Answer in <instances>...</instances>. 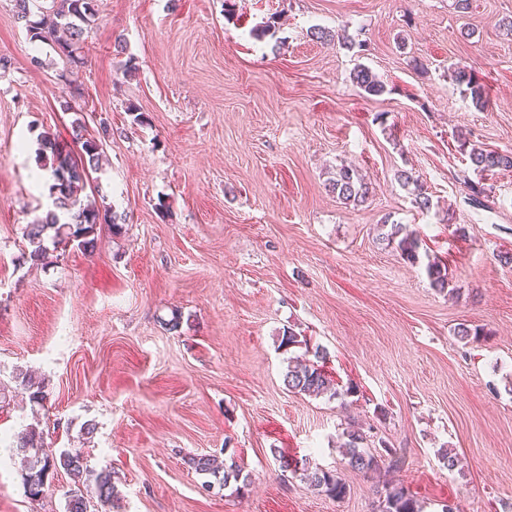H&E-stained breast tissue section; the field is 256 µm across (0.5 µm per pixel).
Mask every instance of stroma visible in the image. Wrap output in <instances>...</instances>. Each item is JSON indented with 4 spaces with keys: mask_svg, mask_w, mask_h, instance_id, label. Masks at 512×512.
Instances as JSON below:
<instances>
[{
    "mask_svg": "<svg viewBox=\"0 0 512 512\" xmlns=\"http://www.w3.org/2000/svg\"><path fill=\"white\" fill-rule=\"evenodd\" d=\"M508 20L512 0H471L465 13L454 0H99L74 114L59 105L60 56L0 0L12 62L0 74V385L11 389L0 435L35 425L52 452L115 471L117 512H377L387 481L423 512H512V170L473 175L491 192L486 211L456 179L463 140L512 148ZM317 27L345 29L351 46L316 41ZM459 63L484 108L452 80ZM359 64L383 95L353 85ZM78 115L90 133L110 130L87 193L127 222L117 235L100 224L93 250L70 244L35 265L23 231L48 199L26 145L49 131L72 147ZM344 162L371 187L355 208L325 187ZM400 169L427 188L430 211ZM385 221L419 232L458 298L379 244ZM461 323L479 336L459 340ZM288 330L306 343L286 354ZM309 346L326 350L344 401L285 388L288 355ZM22 370L42 383V405L13 392ZM353 425L400 465L346 468L339 443ZM444 448L459 469L440 462ZM192 455L232 458L252 483L204 491ZM285 459L340 470L347 496L284 475ZM72 486L57 470L30 497L0 446V512H65ZM395 176L402 186H414L411 194L414 196L413 201L417 208L421 211H429L433 207L432 196L426 192L424 185L412 175V172L399 170Z\"/></svg>",
    "mask_w": 512,
    "mask_h": 512,
    "instance_id": "obj_1",
    "label": "stroma"
}]
</instances>
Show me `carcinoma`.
<instances>
[{"mask_svg":"<svg viewBox=\"0 0 512 512\" xmlns=\"http://www.w3.org/2000/svg\"><path fill=\"white\" fill-rule=\"evenodd\" d=\"M16 19L25 26L30 40L33 42H51L58 54L65 60V69L60 79L66 86L62 107L66 112L76 111L72 100L82 97V84L77 82V75L85 64L81 56L85 35L98 15V0H48V5L34 3V0H13ZM39 18H34V13ZM353 82L368 96H380L385 92L384 83L371 69L359 66L352 76ZM455 82L466 87L472 102L484 106L485 91L474 81L471 72L465 66L454 70ZM72 138L79 146L78 151L61 147L50 132L42 133L35 151L39 166L50 174L51 184L48 185V197L51 205L47 207L44 217L24 230L30 251L29 258L34 264L46 262L50 249H58L72 241L85 250L94 249L97 225L106 222L112 229L120 231L125 219L115 213L104 211L96 202L84 195L90 173L101 167L103 158L102 137L107 135V127H102V135L88 133L84 121L75 118L71 124ZM469 159L475 169L491 172L495 169L512 168L511 150H493L483 147H472ZM397 180L404 187L413 186V201L417 208L428 211L433 207L432 196L426 192L424 185L411 172L399 170ZM469 189L467 203L475 209L488 207L489 195L486 188L472 182L466 172L457 175ZM328 190L336 194L345 205L359 206L367 200L369 186L358 171L345 164L336 167L327 180ZM381 241L389 246H396L401 257L412 265L421 261V238L415 231L407 230L404 224H381ZM426 273L431 286L438 292L454 298L458 289L449 287L447 268L437 261L426 264ZM326 352L317 347L313 359L303 363L288 365L283 375V383L290 393L314 397L338 399L343 396L332 380L324 373L322 362ZM19 388L29 394L30 402L41 404L44 390L32 378L22 376ZM367 436L359 431L346 432V440L342 444L345 449L347 465L359 472L374 471L379 467L380 459L366 448ZM43 432L30 427L11 448L23 456L22 472L26 492L33 498L44 494L50 469H62L71 476L74 488L66 497V512H88L90 500L97 499L102 505H112L119 499L117 477L115 472L102 469L92 470L86 459L68 450L49 457L43 452ZM187 464L200 474L210 477L205 487L210 489L216 485L226 487L235 483L242 489L250 484L251 477L236 462L218 465L210 455H196L187 459ZM283 467L319 493L333 498H342L347 493V484L338 473L325 470L311 463L284 462ZM379 512H422L418 501L403 487L387 485L383 488L379 501Z\"/></svg>","mask_w":512,"mask_h":512,"instance_id":"cac0c4a2","label":"carcinoma"}]
</instances>
